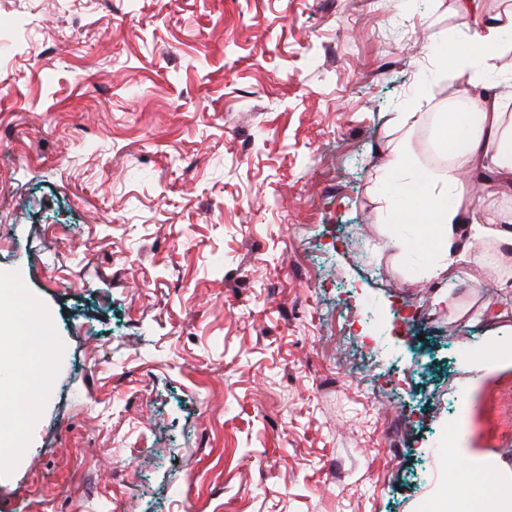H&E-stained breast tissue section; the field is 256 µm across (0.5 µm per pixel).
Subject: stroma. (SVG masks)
I'll return each mask as SVG.
<instances>
[{"instance_id":"1","label":"stroma","mask_w":512,"mask_h":512,"mask_svg":"<svg viewBox=\"0 0 512 512\" xmlns=\"http://www.w3.org/2000/svg\"><path fill=\"white\" fill-rule=\"evenodd\" d=\"M0 293L54 363L0 512H442L484 267L451 300L376 177L463 75L457 0H0ZM22 293H15L16 283ZM466 445L512 465V369Z\"/></svg>"}]
</instances>
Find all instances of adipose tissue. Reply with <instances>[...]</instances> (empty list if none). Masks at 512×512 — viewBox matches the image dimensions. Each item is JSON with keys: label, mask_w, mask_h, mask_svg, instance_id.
<instances>
[{"label": "adipose tissue", "mask_w": 512, "mask_h": 512, "mask_svg": "<svg viewBox=\"0 0 512 512\" xmlns=\"http://www.w3.org/2000/svg\"><path fill=\"white\" fill-rule=\"evenodd\" d=\"M464 24L478 44V52L494 55L506 35L512 33V14L501 18L485 16L481 0H460ZM448 57L466 77L471 88L469 113L448 112L437 116L439 144L448 154V167L432 172L417 167L409 159L405 140L393 145L384 170L395 179L403 202L391 208L396 224H423L427 227V262L423 278L441 284L455 264L472 268L485 264L483 253L474 251V242L489 244L502 265L512 264V218L494 210L490 198L512 188V123H506L512 110V95L500 93L485 74L474 68L470 53L449 44ZM490 172L483 195L472 191L470 178ZM21 309H14L10 321L0 328V346L10 351L28 377H35L34 358L39 345L16 336L17 326L25 324ZM448 512H512V473L503 472L492 488L479 489L472 483L458 485L448 500Z\"/></svg>", "instance_id": "1"}]
</instances>
